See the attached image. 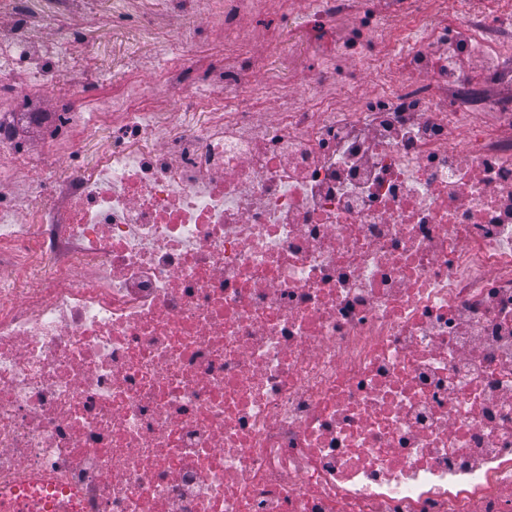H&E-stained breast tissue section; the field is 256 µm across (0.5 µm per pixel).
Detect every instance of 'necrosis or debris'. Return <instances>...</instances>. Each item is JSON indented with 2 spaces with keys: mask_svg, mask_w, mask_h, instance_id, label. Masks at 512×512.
Returning <instances> with one entry per match:
<instances>
[{
  "mask_svg": "<svg viewBox=\"0 0 512 512\" xmlns=\"http://www.w3.org/2000/svg\"><path fill=\"white\" fill-rule=\"evenodd\" d=\"M276 3L112 85L0 0V512H512V4ZM307 0H297L293 10L263 20L262 24L275 27L281 33L286 44L296 48H303L307 39L305 14L308 10ZM197 27L195 32L196 49L199 52H215L220 50L224 41V33L219 31H211L198 23L194 25Z\"/></svg>",
  "mask_w": 512,
  "mask_h": 512,
  "instance_id": "necrosis-or-debris-1",
  "label": "necrosis or debris"
}]
</instances>
